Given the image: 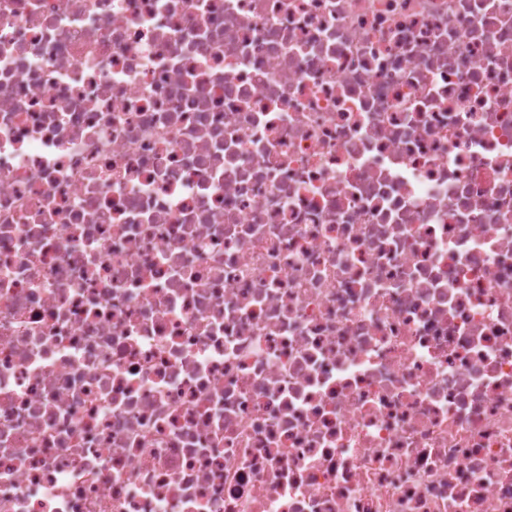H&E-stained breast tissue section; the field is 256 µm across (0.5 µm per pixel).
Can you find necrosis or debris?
<instances>
[{
    "mask_svg": "<svg viewBox=\"0 0 512 512\" xmlns=\"http://www.w3.org/2000/svg\"><path fill=\"white\" fill-rule=\"evenodd\" d=\"M0 512H512V0H0Z\"/></svg>",
    "mask_w": 512,
    "mask_h": 512,
    "instance_id": "necrosis-or-debris-1",
    "label": "necrosis or debris"
}]
</instances>
